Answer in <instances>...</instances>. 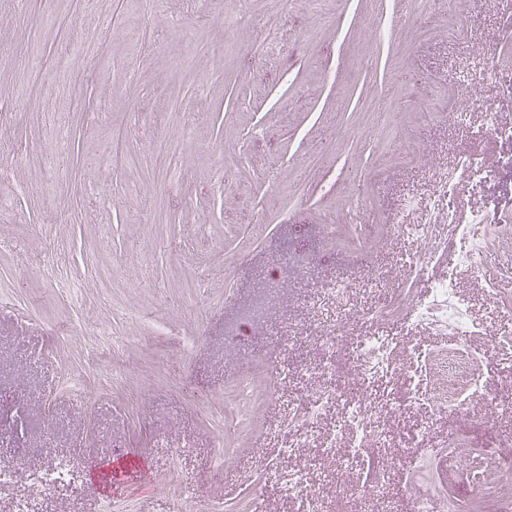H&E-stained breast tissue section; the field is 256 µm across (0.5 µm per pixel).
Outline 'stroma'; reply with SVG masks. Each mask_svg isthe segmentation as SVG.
Wrapping results in <instances>:
<instances>
[{
	"instance_id": "1",
	"label": "stroma",
	"mask_w": 512,
	"mask_h": 512,
	"mask_svg": "<svg viewBox=\"0 0 512 512\" xmlns=\"http://www.w3.org/2000/svg\"><path fill=\"white\" fill-rule=\"evenodd\" d=\"M458 16L452 31L432 0L403 25L392 0H224L220 21L199 0H0V458L19 444L28 470L72 465L56 491L0 484V512L23 494L36 512H298L278 481L299 467L324 512H413L431 489L447 512H498L512 364L497 356L480 366L494 403L457 413L414 404L401 374L374 384L384 496L348 489L360 464L347 439L330 457L317 438L283 451L309 384L335 390L318 424L340 428L362 337L402 355L450 345L405 327L394 300L453 275L491 335L512 306V280L490 287L447 254L419 278L404 263L408 225L435 221L419 151L455 176L470 154H512L472 138L483 113L462 122L454 108L475 41L512 73V29L500 0ZM378 27L387 37L368 41ZM72 38L93 53L76 81L61 68ZM34 63L45 86L31 111ZM459 215L512 268L496 234L512 168L461 193ZM336 284L350 288L340 302ZM339 320L347 333L326 348L318 334ZM459 448L477 469L459 468Z\"/></svg>"
}]
</instances>
